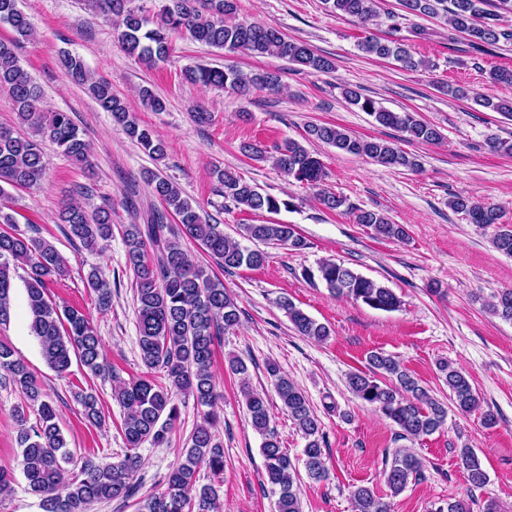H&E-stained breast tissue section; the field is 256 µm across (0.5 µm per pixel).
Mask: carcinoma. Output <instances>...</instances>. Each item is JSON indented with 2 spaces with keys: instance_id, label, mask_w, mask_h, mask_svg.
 Returning <instances> with one entry per match:
<instances>
[{
  "instance_id": "1",
  "label": "carcinoma",
  "mask_w": 512,
  "mask_h": 512,
  "mask_svg": "<svg viewBox=\"0 0 512 512\" xmlns=\"http://www.w3.org/2000/svg\"><path fill=\"white\" fill-rule=\"evenodd\" d=\"M131 3L132 0H89L88 7L106 17H119V44L149 68L171 58L172 35L180 32L228 53L273 56L317 73L333 68L330 58L274 26L232 20L237 0H165L154 13ZM323 4L330 12L360 23L375 16L378 8V0H323ZM401 5L413 16L444 15L448 26L465 35L474 49L502 40L512 41V30L499 24L501 13H512V0H401ZM0 21L8 23L15 33L11 40H0V87L7 88L11 94L18 124L29 129V133L22 134L14 128L0 126L2 198L7 196L9 187H32L42 181L46 174L41 147L44 139L83 169L91 168L92 162L90 145L71 114L44 111L41 87L20 63L16 49L20 39L29 36L31 22L18 8V0H0ZM359 48L368 55L392 58L407 69L419 66L401 39L382 41L367 37ZM62 66L69 79L86 87L88 94L131 141L154 160L165 157V143L138 120L124 98L112 91L109 82L93 79L78 56L65 55ZM182 75L192 84L224 88L240 97H247L257 89L276 91L280 87V76L274 72L245 74L233 66L221 69L198 64L184 69ZM139 94L147 109L165 111V101L151 89L143 87ZM346 96L350 104L372 116L379 125L405 133L408 141L431 143L441 138L437 128L411 112H392L354 90L346 91ZM473 101L512 117V100L478 94ZM307 134L384 167L414 170L419 166L415 156L390 142L359 137L334 125L312 124ZM274 165L295 181L319 189L318 200L325 209L336 211L346 207L353 212L356 223L369 228L377 237L391 240L406 237L403 225L392 222L385 214L355 208L343 196L321 188L326 177L324 165L300 142L288 139L278 146ZM215 175L226 205L254 213H276L292 206L291 201L271 195L238 175L224 170L215 171ZM149 181L163 209L150 211L141 224L124 225L123 238L127 262L133 272L139 356L146 368L162 373L164 381L142 377L115 388V398L127 409L122 426L125 454L115 462L98 461L92 456L75 460L56 423L53 401L41 392L34 376L23 361L14 357L11 347L0 341V372L5 373L28 401V405L15 410L21 448L19 465L28 489L40 497L43 512H87L97 502L130 499L137 489L135 476L142 468L137 449L146 442L159 446L167 441V434L180 416L175 398L182 394L193 397L196 406L206 411L189 436L181 459L164 476L162 490L140 501L139 512H217L216 488L211 484L196 486V475L203 466L218 479L224 475V448L216 438L217 416L213 411L222 393L217 390L212 364L215 347L224 332L239 324L240 310L223 280L196 263L183 249L181 239L190 237L199 241L226 271L242 266L259 267L265 262L266 254L224 235L221 225L203 218L200 207L182 197L170 178L152 172ZM448 206L478 227L497 225L492 245L512 255V225L501 222L499 208L464 195L453 196ZM171 216L177 223H169ZM61 221L66 236L86 249L93 250L112 237L109 207L89 210L70 201L64 205ZM243 231L251 241L272 242L292 251L307 246L292 224H246ZM19 268L25 272L30 331L39 339L47 364L63 374L74 355L91 372L100 371L103 343L87 315L74 307L61 309L48 299L49 284L65 275L67 260L44 238L0 230V325L10 319L13 272ZM305 275L311 281L319 280L338 297L376 310L395 311L401 306V299L393 289L342 263L324 260L317 271L307 270ZM86 281L99 308H109L112 304L109 282L95 268L88 273ZM280 307L301 335L317 341L330 336L327 325L317 322L291 301L280 302ZM491 311L500 319L512 322V289L498 293ZM439 370L448 386V400L459 412L469 413L480 407L479 397L463 372L447 362L440 363ZM267 372L284 410L306 439L303 465L307 478L315 482L325 480L328 467L321 420L306 395L276 365H268ZM348 385L355 398L390 420L403 438L428 436L446 424L448 406L432 396L392 356L370 353L368 371L350 373ZM241 393L251 426L262 437L264 484L276 497V512H302L298 470L282 448L278 433L270 427L266 394L246 383ZM77 401L85 419L95 427H103L105 419L96 396L83 392L77 395ZM34 407L38 418L35 425L29 426L26 410ZM459 460L472 487L480 488L487 483L488 475L474 449H461ZM77 462L79 476L64 482L66 466ZM421 475L422 463L408 448L396 449L383 470L384 481L394 496ZM351 501L353 512H390V503L368 486L355 487Z\"/></svg>"
}]
</instances>
